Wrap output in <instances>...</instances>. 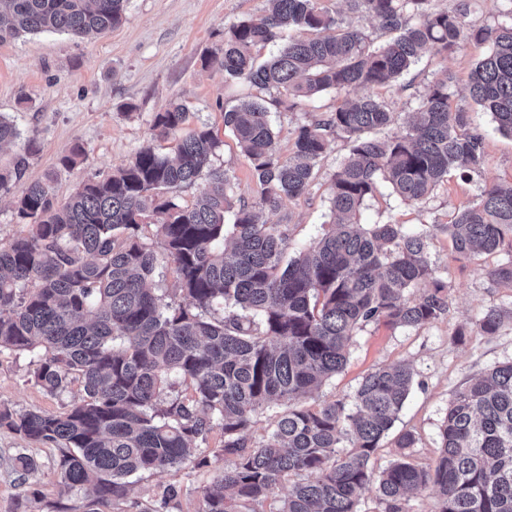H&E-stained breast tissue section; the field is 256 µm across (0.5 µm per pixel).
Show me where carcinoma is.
Masks as SVG:
<instances>
[{
    "mask_svg": "<svg viewBox=\"0 0 512 512\" xmlns=\"http://www.w3.org/2000/svg\"><path fill=\"white\" fill-rule=\"evenodd\" d=\"M268 2L266 13L231 24L221 54L209 59L227 80L270 95L224 110L258 201L234 205L232 178L212 167L219 142L205 127H187L189 109L179 102L153 124V139L173 141L174 156L148 143L117 172L81 182L61 205L45 181L17 199L29 231L0 243V353L37 354V385L60 394L78 382L83 397L59 414L0 410V427L58 448L59 493H81L87 512L124 503L128 477L189 461L217 429L224 441L213 457L229 464L205 491L202 512H258L285 483L276 512H355L369 490L385 512H407L408 495L429 485L436 512H512V362L455 392L432 469L405 459L380 471L370 465L410 394L414 373L405 363L369 373L353 413L341 400L299 405L344 368L358 330L381 320L419 327L448 311L427 237L401 224H362L365 201L385 182L402 200L420 202L450 171L469 176L485 161V133L465 107L449 103L448 71L387 139L367 134L393 124L395 112L357 89L396 81L429 46L448 53L464 41L487 44L468 76L469 96L497 131L512 135V23L475 26L469 0L442 10L432 0H343L375 21L368 33L343 25L323 0ZM5 3L0 42L40 32L96 37L121 23L124 0ZM286 30L296 35L283 43ZM330 89L342 100L298 125L282 157L270 121L281 94L294 112ZM334 135L351 148L329 179L331 228L285 263L288 225L269 215L284 198L309 194ZM18 138L1 116L0 149ZM37 151L29 138L0 169V195L24 178ZM203 176L192 204L165 196ZM145 224L163 251L145 241ZM444 230L463 255L512 248V183L486 187ZM166 262L177 275L171 294L155 282ZM484 274L512 285V260ZM502 322L491 308L477 326L492 336ZM174 378L191 394L169 395ZM274 401L288 411L266 439L249 442L254 414ZM14 464L37 469L26 448Z\"/></svg>",
    "mask_w": 512,
    "mask_h": 512,
    "instance_id": "1",
    "label": "carcinoma"
}]
</instances>
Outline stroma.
<instances>
[{
    "instance_id": "1",
    "label": "stroma",
    "mask_w": 512,
    "mask_h": 512,
    "mask_svg": "<svg viewBox=\"0 0 512 512\" xmlns=\"http://www.w3.org/2000/svg\"><path fill=\"white\" fill-rule=\"evenodd\" d=\"M267 0H126L123 20L107 33L79 40L42 32L24 34L0 43V115L12 121L22 138H36L39 151L29 160L24 181L0 196V243L28 233L15 200L29 181L49 180L56 202H65L84 180L111 174L128 163L150 141L156 113L173 102L187 105L189 126H208L219 141L214 167L232 177L238 199L254 203L258 184L250 161L224 126V110L251 95L252 87L226 81L203 59L224 45L225 25L266 11ZM480 47L462 44L443 54L428 50L397 82L376 88L375 96L397 113L414 111L437 72L448 69L456 77L450 87L452 104L468 99V75ZM339 99L333 90L304 103L302 110H280L272 128L281 156H288L294 129L311 116L332 110ZM486 134L481 175L466 178L453 172L427 199L405 203L380 186L362 213L365 223L387 221L427 235L436 274L448 286V312L430 324L391 327L372 323L358 331L349 348L344 370L327 379L314 397L319 401H352L362 380L376 368L410 364L414 383L405 406L381 448L372 458L374 469L407 456L421 465L434 464L440 447L439 429L454 393L473 376L512 361V286L490 285L485 268L506 262L512 253L465 257L456 253L444 224L458 207L475 201L484 187L512 182V137L495 129L491 116L472 111ZM83 156L73 168L60 165L72 147ZM350 150L345 138H331L316 185L309 195L283 199L270 220L288 227V256L307 246L329 215L327 185L330 174ZM504 315L496 335L476 326L487 309ZM29 357L0 353V409L59 413L82 398L79 384L52 395L36 384ZM413 433L415 445L399 451V434ZM27 446L13 431L0 427V512H18L27 492L42 494L33 512H86L82 495H60L54 468L60 452L48 444H34L37 470L20 474L13 457ZM224 466L223 461L197 468L191 463L134 478L130 500L147 501L169 485L179 490L166 512H202L205 490Z\"/></svg>"
}]
</instances>
